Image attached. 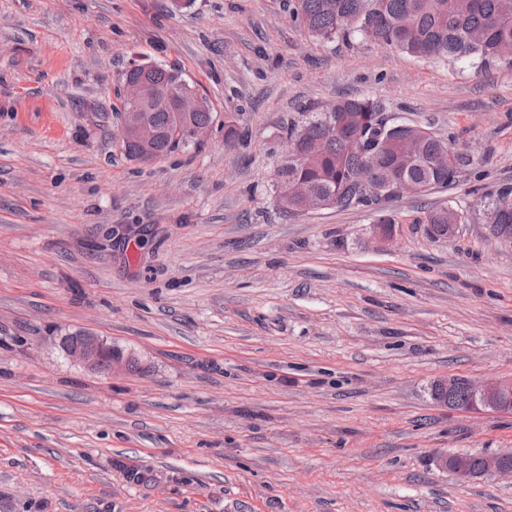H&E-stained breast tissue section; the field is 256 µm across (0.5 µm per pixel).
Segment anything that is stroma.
<instances>
[{
    "mask_svg": "<svg viewBox=\"0 0 512 512\" xmlns=\"http://www.w3.org/2000/svg\"><path fill=\"white\" fill-rule=\"evenodd\" d=\"M143 63L211 103L200 148L124 152ZM348 95L476 152L393 202L383 248L368 210L275 197L302 107ZM506 185L511 67L312 38L288 0H0V512H512L511 477L435 461L512 448V415L431 398L512 378V248L481 205ZM456 204L469 223L432 239ZM80 330L143 372L64 358ZM469 219L467 210L448 206V208L430 212L425 219V223L430 224L427 231L433 237L448 238L449 235L453 234L451 232L452 227H449L448 224H466ZM128 352L129 351H127L125 348H122L121 346H119L117 344L108 343V347H107V349L105 351V359H104L105 367H107L109 365L110 360L113 357H115V358L119 357L120 358V359H113L111 361V365H110V369H109L108 373H110V374H117V373H123V372L127 371L128 360L135 356L134 353L133 354H129ZM124 355H126V356H124ZM128 369L131 372H136V371L142 370L141 360H139L135 356L132 360L129 361Z\"/></svg>",
    "mask_w": 512,
    "mask_h": 512,
    "instance_id": "35a3bbf8",
    "label": "stroma"
}]
</instances>
